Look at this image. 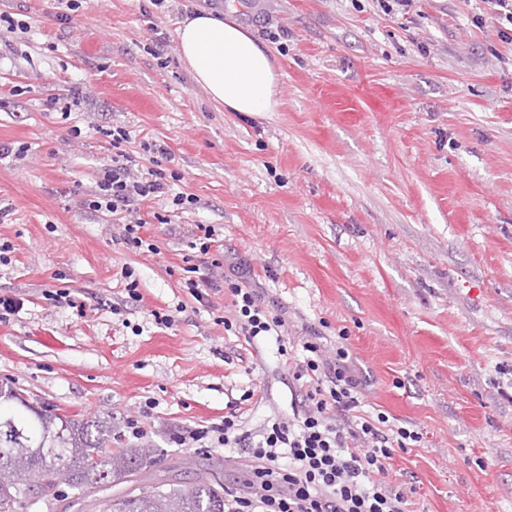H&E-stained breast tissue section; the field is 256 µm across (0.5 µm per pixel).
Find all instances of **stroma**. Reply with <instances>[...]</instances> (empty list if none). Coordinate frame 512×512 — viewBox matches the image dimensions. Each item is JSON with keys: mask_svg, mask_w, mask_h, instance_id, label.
<instances>
[{"mask_svg": "<svg viewBox=\"0 0 512 512\" xmlns=\"http://www.w3.org/2000/svg\"><path fill=\"white\" fill-rule=\"evenodd\" d=\"M80 3L62 24L54 0H0L30 26L0 34V142L27 148L0 156V295L24 301L0 322V384L103 422L119 447L160 450L155 479L234 487L238 454L172 435L238 404L257 430L291 414V392L276 345L227 335L224 295L206 306L183 286L188 233L212 224L283 309L293 355L312 333L330 349L347 336L366 410L423 433L388 476L415 475L418 512H512V40L484 0ZM197 11L268 50L276 111H230L195 83L177 29ZM112 126L142 164L141 141L166 143L177 191L199 201L141 204L157 253L129 252L111 213L86 206ZM56 290L85 313L48 300ZM254 383L264 400L242 402ZM147 404L133 438L126 418Z\"/></svg>", "mask_w": 512, "mask_h": 512, "instance_id": "stroma-1", "label": "stroma"}]
</instances>
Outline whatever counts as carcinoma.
<instances>
[{
  "instance_id": "cac0c4a2",
  "label": "carcinoma",
  "mask_w": 512,
  "mask_h": 512,
  "mask_svg": "<svg viewBox=\"0 0 512 512\" xmlns=\"http://www.w3.org/2000/svg\"><path fill=\"white\" fill-rule=\"evenodd\" d=\"M93 424L33 406L0 385V512H29L19 481L60 478L94 512H224V485L199 475L189 485L163 480L146 489L141 471L154 465L145 448L106 450ZM117 491H112V488Z\"/></svg>"
}]
</instances>
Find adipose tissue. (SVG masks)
Wrapping results in <instances>:
<instances>
[{"mask_svg": "<svg viewBox=\"0 0 512 512\" xmlns=\"http://www.w3.org/2000/svg\"><path fill=\"white\" fill-rule=\"evenodd\" d=\"M181 59L217 104L236 112L275 111L278 76L266 50L241 26L208 14L177 30Z\"/></svg>", "mask_w": 512, "mask_h": 512, "instance_id": "1", "label": "adipose tissue"}]
</instances>
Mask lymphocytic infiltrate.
I'll return each instance as SVG.
<instances>
[{"label": "lymphocytic infiltrate", "instance_id": "lymphocytic-infiltrate-1", "mask_svg": "<svg viewBox=\"0 0 512 512\" xmlns=\"http://www.w3.org/2000/svg\"><path fill=\"white\" fill-rule=\"evenodd\" d=\"M105 135L114 152L86 206L116 217L128 250L157 252V245L141 235L140 203L163 198L193 209L198 200L174 192L164 167L172 158L167 145L143 143L150 164L142 167L123 148L131 140L129 130L116 127ZM183 280L198 300L209 290L227 293L233 315L225 319V331L251 345L275 343L286 352L285 317L266 304L263 289L246 280L240 264L213 259L202 278L190 265ZM302 350V361L289 365L305 389L300 410L270 419L256 433L245 430L240 412L233 410L221 422L173 435V443L210 437L246 459L239 488L224 493V512H413L405 487L391 484L387 476L396 451L419 447L422 432L392 424L384 412L363 411L366 380L357 375L347 343L337 342L331 357L314 338L304 341Z\"/></svg>", "mask_w": 512, "mask_h": 512}]
</instances>
